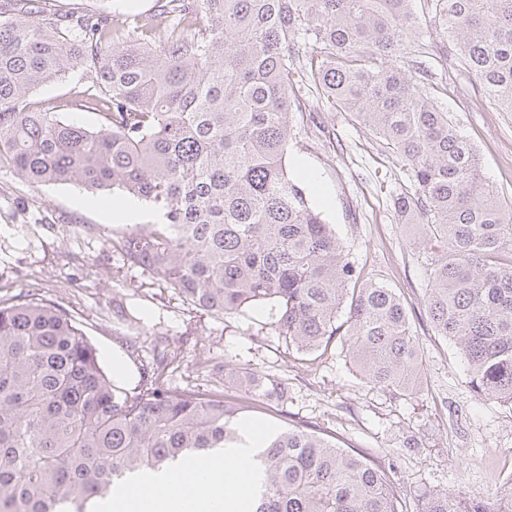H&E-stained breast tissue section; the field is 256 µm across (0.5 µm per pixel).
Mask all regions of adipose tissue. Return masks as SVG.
<instances>
[{
  "mask_svg": "<svg viewBox=\"0 0 512 512\" xmlns=\"http://www.w3.org/2000/svg\"><path fill=\"white\" fill-rule=\"evenodd\" d=\"M262 436L258 427H248L232 447L166 465L156 478L134 480L113 493L109 512H239V502L260 486L254 453Z\"/></svg>",
  "mask_w": 512,
  "mask_h": 512,
  "instance_id": "ef3b65f1",
  "label": "adipose tissue"
}]
</instances>
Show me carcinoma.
Here are the masks:
<instances>
[{
    "instance_id": "obj_1",
    "label": "carcinoma",
    "mask_w": 512,
    "mask_h": 512,
    "mask_svg": "<svg viewBox=\"0 0 512 512\" xmlns=\"http://www.w3.org/2000/svg\"><path fill=\"white\" fill-rule=\"evenodd\" d=\"M512 112V0H156L150 13L0 4V171L75 183L162 212L118 242L190 304L216 315L271 306L301 354L344 337L368 383L410 396L421 377L408 311L364 279L286 164L292 119L308 111L302 71L353 113L406 170L399 223L427 255L425 305L461 351L480 398L512 407V201L423 85L410 56L420 19ZM79 74L70 101L89 129L31 101ZM345 320H340V317ZM160 349L138 385L110 379L68 313L36 293L0 299V512H96L113 486L238 439L256 403L288 404V381L224 369L237 393L169 386ZM248 512H406L370 456L290 424L262 445ZM416 512H512V478L491 502L446 492Z\"/></svg>"
}]
</instances>
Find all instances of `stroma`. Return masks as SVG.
I'll use <instances>...</instances> for the list:
<instances>
[{
    "instance_id": "obj_1",
    "label": "stroma",
    "mask_w": 512,
    "mask_h": 512,
    "mask_svg": "<svg viewBox=\"0 0 512 512\" xmlns=\"http://www.w3.org/2000/svg\"><path fill=\"white\" fill-rule=\"evenodd\" d=\"M426 89L480 154L485 180L512 196V112H501L457 64L426 61ZM74 75L36 88V100L92 127L97 116L70 108ZM297 114L288 142L290 172L332 224L351 258L403 299L418 339L423 373L404 397L374 388L348 358L328 350L306 361L277 336L268 309L227 317L199 310L149 271L124 263L118 241L131 226L111 201L76 184L32 186L0 172V296L38 290L62 305L125 386L141 379L158 337H166L171 386L213 388L216 364L287 378L284 409L262 405L249 423L302 424L344 448L369 450L406 501L427 492L473 498L512 478V409L472 391L460 351L436 336L424 305L425 254L399 224L392 191L408 179L394 157L352 113L322 96ZM134 317L133 328L119 323Z\"/></svg>"
}]
</instances>
